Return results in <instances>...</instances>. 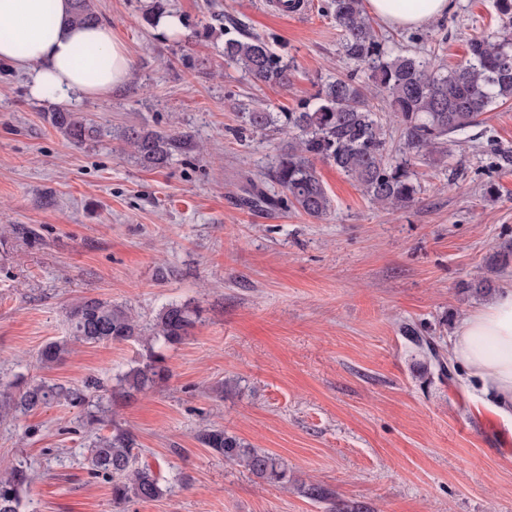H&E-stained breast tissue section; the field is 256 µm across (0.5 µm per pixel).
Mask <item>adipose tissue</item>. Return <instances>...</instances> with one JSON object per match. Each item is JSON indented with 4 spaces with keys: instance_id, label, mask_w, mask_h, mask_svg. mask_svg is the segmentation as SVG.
<instances>
[{
    "instance_id": "ef3b65f1",
    "label": "adipose tissue",
    "mask_w": 512,
    "mask_h": 512,
    "mask_svg": "<svg viewBox=\"0 0 512 512\" xmlns=\"http://www.w3.org/2000/svg\"><path fill=\"white\" fill-rule=\"evenodd\" d=\"M391 28L417 29L444 17L451 0H366ZM72 0H0V63L29 77L33 97L63 106L112 93L131 76L130 57L105 23L72 21ZM452 360L512 421V289L470 313L449 343Z\"/></svg>"
}]
</instances>
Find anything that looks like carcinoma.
Masks as SVG:
<instances>
[{
	"mask_svg": "<svg viewBox=\"0 0 512 512\" xmlns=\"http://www.w3.org/2000/svg\"><path fill=\"white\" fill-rule=\"evenodd\" d=\"M494 8L501 28L469 39L464 58L447 69L434 49L419 55L387 45L366 12L364 0H331L330 14L341 32L343 54L369 72L388 118L381 119L369 107L365 86L352 73L322 84L297 112L263 107L242 112L240 133L273 132L287 144L267 172L277 190L269 191L249 178L239 204L251 210L290 209L313 219L326 218L333 200L317 172L318 161L335 166L372 203L385 209L413 203L420 191L415 160L447 153L453 135L480 123L492 106L512 100V0H494ZM73 20L78 24L98 20L94 0H73ZM224 58L255 82L288 85L293 79L290 63L269 41L258 37L226 38ZM47 120L75 144L98 133L74 112L55 110L47 113ZM122 139L143 165L154 168L193 148L185 135L147 127L127 128ZM196 319L197 311L189 304L171 302L144 325L125 306L84 297L67 310L68 338L46 344L39 360L46 366L59 363L72 343L138 342L145 355L118 375V388L113 392L116 398H131L168 378L154 345L181 344ZM62 400L83 404L87 395L79 388L41 380L22 387L0 384V413L5 418ZM198 440L224 462L242 465L259 479L280 482L286 477L279 458L245 445L222 426L202 429ZM136 455L133 434L116 424L111 435L97 438L92 445L91 471L111 483L115 507L131 500L154 501L164 494L161 474L148 464L133 466ZM31 481V474L21 465L3 472L0 512H18L21 493ZM303 489L312 500L326 503L328 512H373L364 502L336 499L318 483Z\"/></svg>",
	"mask_w": 512,
	"mask_h": 512,
	"instance_id": "carcinoma-1",
	"label": "carcinoma"
}]
</instances>
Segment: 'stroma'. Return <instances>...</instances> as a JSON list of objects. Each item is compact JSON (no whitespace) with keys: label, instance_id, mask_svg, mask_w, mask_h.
I'll use <instances>...</instances> for the list:
<instances>
[{"label":"stroma","instance_id":"stroma-1","mask_svg":"<svg viewBox=\"0 0 512 512\" xmlns=\"http://www.w3.org/2000/svg\"><path fill=\"white\" fill-rule=\"evenodd\" d=\"M159 1L184 20L178 37L147 23ZM95 3L131 59L126 85L74 107L100 127L96 138L73 144L44 117L55 102L0 65V379H93L106 408L95 430L85 406L64 401L0 419V466L32 475L19 512H113L88 455L116 424L134 435L137 463L182 477L125 512H325L304 483L375 512H512V423L464 370L442 377L403 332L414 326L447 354L464 318L512 285V263L489 270L512 239V101L458 134L448 160L416 163L422 189L407 208L383 210L321 163L327 219L253 213L233 197L242 176L263 179L281 140L239 135L242 108L295 110L353 68L326 0L299 17L276 0ZM492 3L453 0L421 28L377 31L452 66L470 37L497 29ZM228 33L272 42L295 66L292 83L254 82L227 64ZM131 126L189 135L195 148L143 167L120 138ZM485 278L490 293H474ZM85 296L145 320L169 302L197 307L187 339L163 350L165 382L113 402L117 374L141 358L133 342L75 343L39 364ZM209 425L276 455L287 484L212 455L197 439Z\"/></svg>","mask_w":512,"mask_h":512}]
</instances>
